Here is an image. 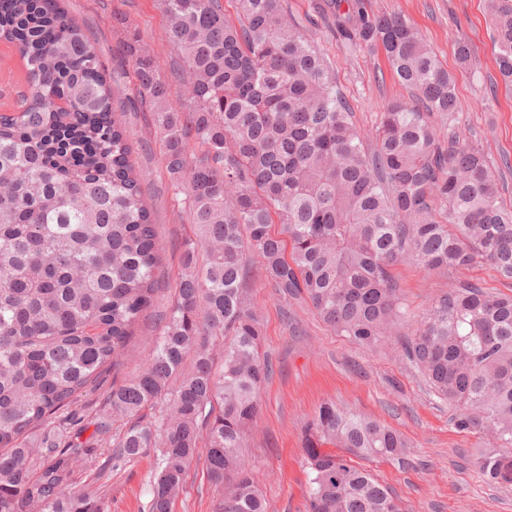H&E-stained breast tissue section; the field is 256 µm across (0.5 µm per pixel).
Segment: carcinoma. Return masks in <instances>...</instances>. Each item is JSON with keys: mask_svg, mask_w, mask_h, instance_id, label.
I'll use <instances>...</instances> for the list:
<instances>
[{"mask_svg": "<svg viewBox=\"0 0 512 512\" xmlns=\"http://www.w3.org/2000/svg\"><path fill=\"white\" fill-rule=\"evenodd\" d=\"M156 2L177 56L169 76L137 32L123 53L193 235L147 365L86 409L78 398L121 367L162 291L154 211L88 30L59 0H0V41L24 67L21 109L0 115V512H105L100 492L75 488V464L98 481L151 451L149 512H172L201 448L219 512H265L242 454L272 370L248 304L255 268L359 346L400 345L450 425L487 437L470 464L512 484V296L457 276L413 316L392 275L411 258L512 280L500 176L453 124V77L421 32L363 0L322 5L341 43L382 51L416 100L388 103L368 144L283 0H235L234 21L224 0ZM488 9L512 86V0ZM406 448L392 428L321 404L304 448L309 512H405L359 461L403 464Z\"/></svg>", "mask_w": 512, "mask_h": 512, "instance_id": "obj_1", "label": "carcinoma"}]
</instances>
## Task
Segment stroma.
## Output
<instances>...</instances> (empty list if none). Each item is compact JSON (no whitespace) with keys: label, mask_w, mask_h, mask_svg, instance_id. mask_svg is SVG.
<instances>
[{"label":"stroma","mask_w":512,"mask_h":512,"mask_svg":"<svg viewBox=\"0 0 512 512\" xmlns=\"http://www.w3.org/2000/svg\"><path fill=\"white\" fill-rule=\"evenodd\" d=\"M285 2L329 63L357 127L371 131L389 100L409 99V91L395 81L381 55L351 49L339 41L320 0ZM364 4L376 12L401 15L421 31L455 79L458 107L453 124L482 144L492 159L512 158V87H505L495 64L487 0H364ZM63 6L96 35L106 67L122 75L125 94H133L135 88L132 66L120 51L126 28L139 31L162 64H170L168 23L155 0H63ZM119 14L126 16V27H118L115 17ZM460 41L470 44L476 67L458 66L455 45ZM23 76L18 56L0 42V113L14 111ZM125 121L133 160L149 174L144 188L156 210L163 291L155 308L161 311L170 303L180 277L189 224L178 211L159 138L136 109L127 110ZM393 274L404 303L416 315L431 308L448 281L446 275L426 272L410 259L396 265ZM249 299L263 324L262 351L273 364L244 448L267 512H308L304 429L325 401L355 408L405 437L407 465L374 461L370 468L409 512H512V485L490 486L469 464L484 447V439L449 425L447 404L429 393L396 350H368L337 335L307 305L276 294L261 275H254ZM156 332L154 316L145 317L125 351L118 380L140 371ZM155 471L156 456L149 453L105 476L107 512H149ZM219 500L199 462L191 466L186 488L172 512H217Z\"/></svg>","instance_id":"1"}]
</instances>
